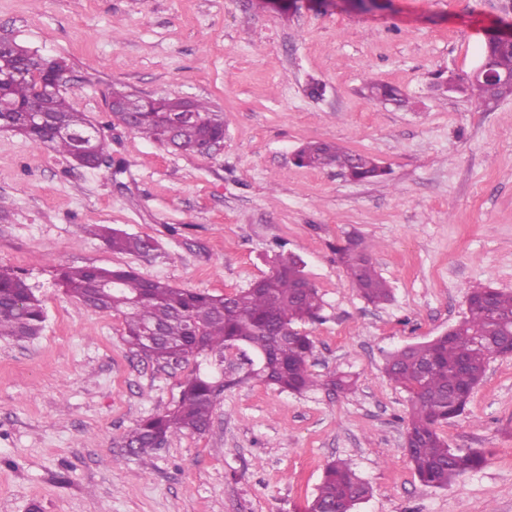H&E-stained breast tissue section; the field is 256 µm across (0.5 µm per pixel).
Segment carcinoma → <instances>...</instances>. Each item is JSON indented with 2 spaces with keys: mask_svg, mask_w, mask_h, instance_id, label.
<instances>
[{
  "mask_svg": "<svg viewBox=\"0 0 512 512\" xmlns=\"http://www.w3.org/2000/svg\"><path fill=\"white\" fill-rule=\"evenodd\" d=\"M28 49L9 46L0 50V90L15 104L37 100L40 108L63 123L69 136L39 134L28 128L19 112H1L0 124L7 125L35 145L73 158L80 144L78 135L89 136L88 145L105 156V139L85 113L79 112L60 90H38L29 79L13 78L11 71ZM482 62L502 77L512 78V42L494 31L485 44ZM456 92L474 103L484 104L492 96L479 81L455 83ZM376 99L392 100L402 106L405 95L382 82L368 85ZM153 112H114L113 118L143 138L169 150L206 156L200 147L224 140V122L207 104L194 102L192 116L181 112L183 101L166 96L154 98ZM297 163L313 168H339L352 179L367 181L385 175L371 155L354 152L326 141H313L296 153ZM88 234L99 236L115 252L147 255L156 244L150 237L133 236L106 225H93ZM372 248L351 240L339 250L351 286L367 302H388L390 289L377 272ZM303 277L296 256L279 255L272 273L248 288L224 295L179 288L166 280L148 279L132 269L99 266L69 267L58 277L63 291L87 307L124 317L125 341L130 349L159 364L186 363L197 347L221 354L228 345L243 344L254 349L260 363L251 375L281 391L302 393L317 386L348 392L353 382L345 377L319 379L310 369L313 341L295 324L318 317L321 300L314 286L298 287ZM512 292L472 286L467 294L464 321L432 340L390 354L385 373L410 395L411 412L406 427L407 456L421 484L444 490L456 478L475 472L486 463L482 449H454L438 429L465 411L474 387L483 379L491 353L512 331ZM46 319L42 299L35 286L13 270L0 267V337L31 338L38 335ZM160 336L151 344L143 336L148 328ZM217 401L213 380L199 373L183 385L178 405L171 412L147 418L127 436L134 454L144 453L157 440L184 431H205ZM371 489L344 459L331 461L305 512H356Z\"/></svg>",
  "mask_w": 512,
  "mask_h": 512,
  "instance_id": "1",
  "label": "carcinoma"
}]
</instances>
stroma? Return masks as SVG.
I'll list each match as a JSON object with an SVG mask.
<instances>
[{
	"label": "stroma",
	"mask_w": 512,
	"mask_h": 512,
	"mask_svg": "<svg viewBox=\"0 0 512 512\" xmlns=\"http://www.w3.org/2000/svg\"><path fill=\"white\" fill-rule=\"evenodd\" d=\"M503 23L512 0H382L370 13L332 0H0V38L63 60L61 93L107 143L106 164L85 169L0 131V266L38 288L47 314L36 338H0V512H304L338 458L372 488L358 512H512V356L490 358L464 414L440 427L488 458L445 490L419 482L403 449L409 395L385 373L390 352L463 320L469 285L512 291V96L485 110L433 89L469 76ZM373 81L408 106L371 99ZM116 85L207 102L221 150L169 152L113 123ZM320 140L387 176L297 166ZM88 224L158 248L113 252ZM354 236L378 243L389 303L351 288L337 249ZM281 253L303 260L322 301L299 326L312 371L350 375L353 392L258 383L243 345L157 364L125 344L122 315L57 283L67 266L123 267L222 295ZM198 372L224 382L209 428L128 455L125 435L173 410Z\"/></svg>",
	"instance_id": "35a3bbf8"
}]
</instances>
